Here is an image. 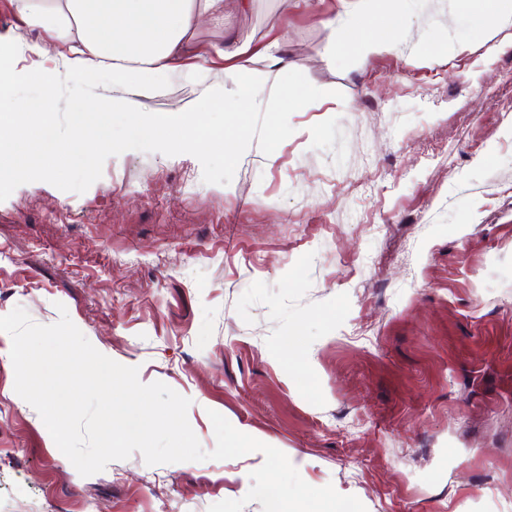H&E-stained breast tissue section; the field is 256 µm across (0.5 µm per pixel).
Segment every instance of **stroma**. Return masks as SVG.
I'll use <instances>...</instances> for the list:
<instances>
[{"label": "stroma", "instance_id": "1", "mask_svg": "<svg viewBox=\"0 0 512 512\" xmlns=\"http://www.w3.org/2000/svg\"><path fill=\"white\" fill-rule=\"evenodd\" d=\"M340 0H225L253 45L284 35L290 69L342 92L251 144L229 185L192 155L109 157L81 194L46 182L0 202V316L56 323L287 455L310 485L367 512H512V19L485 38L459 0H375L398 50L327 59ZM173 79L147 100L184 111L224 81ZM0 332V512H208L264 462L149 465L81 476L14 390Z\"/></svg>", "mask_w": 512, "mask_h": 512}]
</instances>
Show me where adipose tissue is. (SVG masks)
<instances>
[{"label": "adipose tissue", "mask_w": 512, "mask_h": 512, "mask_svg": "<svg viewBox=\"0 0 512 512\" xmlns=\"http://www.w3.org/2000/svg\"><path fill=\"white\" fill-rule=\"evenodd\" d=\"M345 19L323 22L332 49L352 46L359 62L393 51L397 25L391 17H380L376 31L357 36L359 20L371 13L372 0H342ZM16 16L24 27L36 31L27 43L29 54L40 57L49 44H68L70 55L63 62L69 76L91 77L104 65L112 67V93L92 111L80 112L76 121L90 132L84 150L87 165L99 155L119 151L106 129L108 111L126 113L137 133L155 137L161 127L157 113L143 107L161 83L183 73L187 59L207 53L222 60L226 81L219 95L225 103L247 102L252 111L262 109L255 96L270 76L288 66L278 56V38L260 46L240 44L229 38L200 49L192 35L200 25L224 22V0H14Z\"/></svg>", "instance_id": "1"}]
</instances>
